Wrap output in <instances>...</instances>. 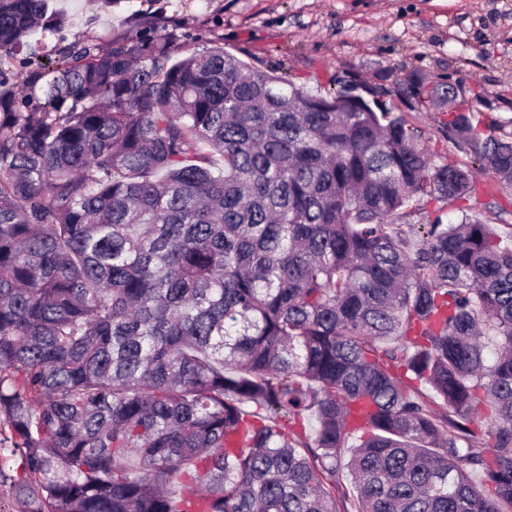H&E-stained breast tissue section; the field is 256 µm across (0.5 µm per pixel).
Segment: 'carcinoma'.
<instances>
[{
    "instance_id": "obj_1",
    "label": "carcinoma",
    "mask_w": 512,
    "mask_h": 512,
    "mask_svg": "<svg viewBox=\"0 0 512 512\" xmlns=\"http://www.w3.org/2000/svg\"><path fill=\"white\" fill-rule=\"evenodd\" d=\"M64 25L0 0V59ZM17 78L0 67L21 512L512 504V246L465 211L411 222L474 197L476 169L511 191V133L450 112L441 154L377 87L313 94L222 47L172 64L138 31ZM458 207V203L445 204L443 205L441 212L437 213L435 212L436 206L429 204L423 210L419 211L420 213H417L412 217V222L415 224H427V222H429V220L432 221L437 214H440L444 224L458 222L462 216Z\"/></svg>"
}]
</instances>
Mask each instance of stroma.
<instances>
[{
  "label": "stroma",
  "instance_id": "1",
  "mask_svg": "<svg viewBox=\"0 0 512 512\" xmlns=\"http://www.w3.org/2000/svg\"><path fill=\"white\" fill-rule=\"evenodd\" d=\"M62 33L39 37L37 58L59 44L109 45L132 30L154 32L158 6L173 21L172 58L221 47L309 91L332 78L384 85L437 150L448 143L442 114L416 86L462 87L483 122L512 132V0H55ZM418 84H411L410 76Z\"/></svg>",
  "mask_w": 512,
  "mask_h": 512
}]
</instances>
